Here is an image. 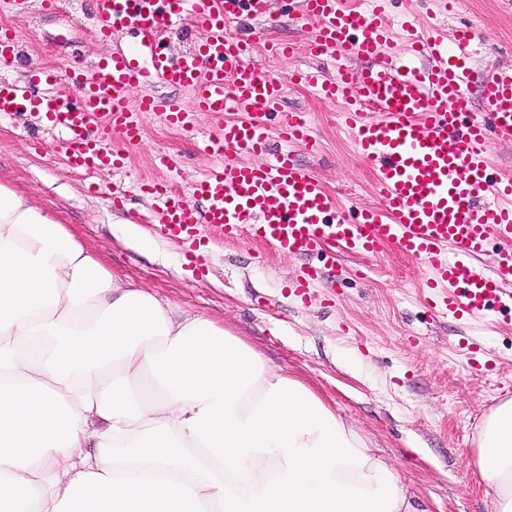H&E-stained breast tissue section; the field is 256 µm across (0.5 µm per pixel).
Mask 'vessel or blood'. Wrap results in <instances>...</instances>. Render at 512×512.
I'll list each match as a JSON object with an SVG mask.
<instances>
[{
	"label": "vessel or blood",
	"instance_id": "1",
	"mask_svg": "<svg viewBox=\"0 0 512 512\" xmlns=\"http://www.w3.org/2000/svg\"><path fill=\"white\" fill-rule=\"evenodd\" d=\"M265 0H98L104 29L132 30L136 41L95 63L79 79V100L56 94V77L36 72L42 94L6 76L17 58L15 35L0 28V117L40 115L57 133L69 163L89 178L122 171L143 137L141 114L162 113L165 121L195 132V116L207 115L214 130L200 135V148L214 157L192 187L204 199L198 211L175 194L163 174L168 154L154 156L160 178L136 183L156 203L154 220L168 238L196 242L205 224L225 239L250 224L254 235L277 253L303 258L288 285L306 297L323 271L306 264L317 254L335 259L343 250L372 269L386 246H396L427 272L426 307L435 314L478 319L501 307L512 288V181L493 177L491 138L512 139V68L482 75L489 118H471L472 30L455 43L437 30L419 32L413 16L401 22L397 41L385 16L391 0L352 7L345 0H297V18L315 23L312 54L322 66L300 79L323 98L343 105L340 127L359 157L377 166L376 187L383 207L354 212L340 208L289 148L316 152L306 113H289L278 133L287 149L268 164L249 167L237 156L265 152L269 120L277 115L286 85L252 61L254 40L228 23L243 12L261 15ZM201 32L194 46L173 54L168 38L184 19ZM359 55L370 67L354 73L344 59ZM163 83L188 92L189 100L158 102L146 86ZM96 135H89L90 124ZM500 250L492 271L478 259L491 242Z\"/></svg>",
	"mask_w": 512,
	"mask_h": 512
}]
</instances>
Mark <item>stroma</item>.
<instances>
[{
    "instance_id": "1",
    "label": "stroma",
    "mask_w": 512,
    "mask_h": 512,
    "mask_svg": "<svg viewBox=\"0 0 512 512\" xmlns=\"http://www.w3.org/2000/svg\"><path fill=\"white\" fill-rule=\"evenodd\" d=\"M391 24L403 14L434 20L446 37L470 27L480 43L476 71L512 67V0H460L445 13L441 0H393ZM261 41L256 64L282 76L319 67L310 52L312 25L296 18L294 0H265V13L241 17ZM13 31L20 59L13 79L28 81L37 68L58 71L56 90L77 98L71 72L132 46L124 29L103 31L97 0H26L19 11L0 12V27ZM292 45L275 58L263 42ZM284 111L309 114L320 140L318 155L296 150L343 208L379 206L374 167L356 154L336 123L338 104L301 85H287ZM144 139L127 172L105 175L89 190L83 172L70 165L56 136L32 115L0 118V183L29 196L53 214L118 278L169 298L185 310L222 321L225 329L260 352L273 366L314 389L349 421L399 474L410 493L431 512H495L470 462L483 415L512 396V315L496 309L467 322L435 316L425 307L423 266L386 247L373 271L358 277L357 259L337 254L336 263L306 301L290 293L287 278L300 258L269 252L251 225L227 243L200 226V249L167 239L153 220L151 203L133 195L123 208L112 192L155 176V153L173 160L181 198L201 201L191 186L212 166L209 155L154 113L141 116ZM133 221L155 244L141 250L120 232Z\"/></svg>"
}]
</instances>
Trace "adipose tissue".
Wrapping results in <instances>:
<instances>
[{"mask_svg":"<svg viewBox=\"0 0 512 512\" xmlns=\"http://www.w3.org/2000/svg\"><path fill=\"white\" fill-rule=\"evenodd\" d=\"M475 465L512 512V397ZM0 512H426L299 378L0 184Z\"/></svg>","mask_w":512,"mask_h":512,"instance_id":"1","label":"adipose tissue"}]
</instances>
